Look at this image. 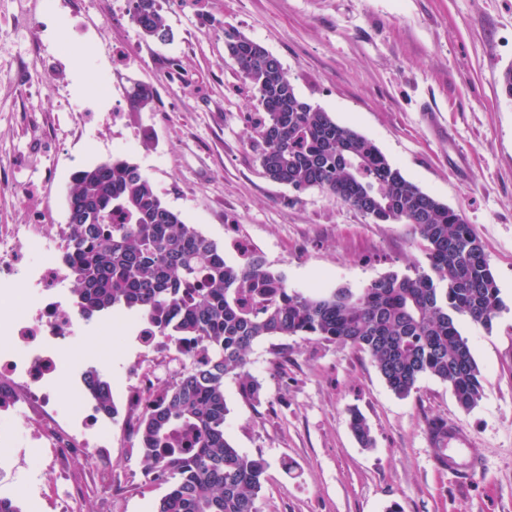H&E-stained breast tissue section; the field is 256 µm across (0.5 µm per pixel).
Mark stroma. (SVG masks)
<instances>
[{"label":"stroma","mask_w":512,"mask_h":512,"mask_svg":"<svg viewBox=\"0 0 512 512\" xmlns=\"http://www.w3.org/2000/svg\"><path fill=\"white\" fill-rule=\"evenodd\" d=\"M36 0H0V225L28 224L40 206L46 231L67 223L77 168L108 159L111 97L84 80L82 45L129 46L137 65L120 81L143 83L151 107L127 108V158L162 200L227 246L246 239L289 287L326 294L361 288L389 273L425 267L411 224H376L311 189L269 179L252 148L256 103L229 58L225 27L276 56L297 94L337 123L372 140L403 176L461 214L484 247L504 307L491 327L462 322L481 371L483 395L462 410L446 383L421 378L405 398L384 383L370 356L352 346L291 336L256 343L249 369L261 399L224 381V430L240 451L263 458L261 512H512V99L500 79L512 67V0H192L164 10L170 41L143 36L113 17L117 0H86L69 15L70 51L30 53L26 16ZM185 83L164 81L169 62ZM103 103L88 113L91 133L71 142L70 115L57 95ZM367 418L374 445L361 447L348 409ZM445 419L471 438L468 477L433 461L429 423ZM136 432L113 433L112 484L89 482L77 512H154L165 483L144 474Z\"/></svg>","instance_id":"35a3bbf8"}]
</instances>
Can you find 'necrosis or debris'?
<instances>
[{"instance_id": "4bbe7bcc", "label": "necrosis or debris", "mask_w": 512, "mask_h": 512, "mask_svg": "<svg viewBox=\"0 0 512 512\" xmlns=\"http://www.w3.org/2000/svg\"><path fill=\"white\" fill-rule=\"evenodd\" d=\"M111 58V68H92L85 80L111 95L117 108L125 92L112 74L136 58L120 47L113 48ZM65 247V239L48 236L38 221L0 228V480L20 466L67 475L52 500L34 484L20 490L51 512H74L82 496L79 480L67 474L71 458L112 452V420L99 415L77 379L85 366L102 358L91 337L105 328L136 332L139 359L125 388L130 419L143 408L159 373L197 360L146 319L92 320L68 306L67 273L60 260Z\"/></svg>"}]
</instances>
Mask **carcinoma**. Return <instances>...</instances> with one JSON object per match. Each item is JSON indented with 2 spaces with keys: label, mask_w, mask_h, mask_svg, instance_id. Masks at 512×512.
I'll list each match as a JSON object with an SVG mask.
<instances>
[{
  "label": "carcinoma",
  "mask_w": 512,
  "mask_h": 512,
  "mask_svg": "<svg viewBox=\"0 0 512 512\" xmlns=\"http://www.w3.org/2000/svg\"><path fill=\"white\" fill-rule=\"evenodd\" d=\"M131 3L142 34L168 37L159 0ZM224 44L257 100L265 174L296 191H325L376 224L414 225L428 268L304 294L259 256L226 261L224 249L172 211L128 159L79 171L66 200L79 223L69 224L61 257L73 306L87 317L135 311L160 335L204 352L202 362L151 392L139 419L145 474L169 485L155 512H259L266 463L224 433V380L235 379L248 400L260 397L247 359L257 342L315 336L351 345L371 357L396 395L408 396L430 376L448 384L468 411L482 398V384L460 322L488 327L503 308L483 246L459 213L407 180L373 141L299 97L279 59L259 43L231 28ZM155 95L139 84L132 104L144 108ZM116 212L119 224L112 223ZM84 380L98 410L116 415L111 382L95 368ZM350 427L363 446L373 445L356 410Z\"/></svg>",
  "instance_id": "cac0c4a2"
}]
</instances>
